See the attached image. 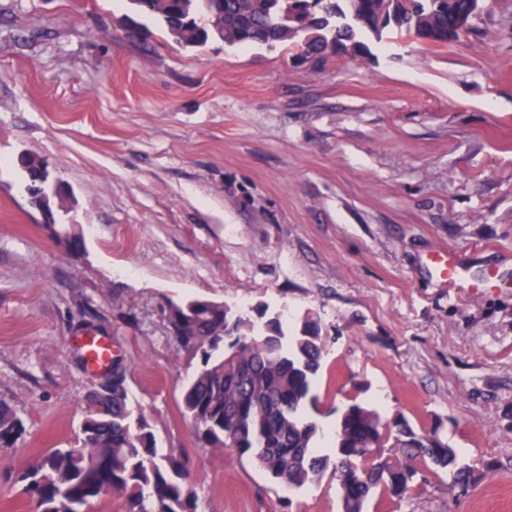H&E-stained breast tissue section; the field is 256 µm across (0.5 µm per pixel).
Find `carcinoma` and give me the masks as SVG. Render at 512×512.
<instances>
[{
	"label": "carcinoma",
	"mask_w": 512,
	"mask_h": 512,
	"mask_svg": "<svg viewBox=\"0 0 512 512\" xmlns=\"http://www.w3.org/2000/svg\"><path fill=\"white\" fill-rule=\"evenodd\" d=\"M158 17L168 33L188 47L221 40L226 46L282 45L299 57L327 52L367 54L368 38L397 29L434 46L448 38V11L485 0H130ZM25 179L45 171L38 155L19 159ZM47 230L65 247L80 242L64 224ZM167 323L177 340L200 354L186 384L182 413L200 446L231 448L254 458L288 488L321 480L333 464L341 512L381 509L426 481V472L447 471L450 487L466 490L474 470L460 464L438 426L415 427L403 417L385 419L370 404L352 401L336 422L332 453L317 446L318 426L306 417L316 407L314 379L324 339L319 323L305 318L287 335L279 314L224 310L208 300L169 306ZM112 378L85 400L79 446L54 448L17 477L35 512H89L106 489L121 495L125 512H196L187 461L163 454L149 424L132 420L126 368L112 359ZM23 420L0 400V450L15 447Z\"/></svg>",
	"instance_id": "obj_1"
}]
</instances>
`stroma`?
Instances as JSON below:
<instances>
[{
    "instance_id": "obj_1",
    "label": "stroma",
    "mask_w": 512,
    "mask_h": 512,
    "mask_svg": "<svg viewBox=\"0 0 512 512\" xmlns=\"http://www.w3.org/2000/svg\"><path fill=\"white\" fill-rule=\"evenodd\" d=\"M383 43L303 61L184 46L128 0H0V399L26 429L0 451V512H34L17 473L78 444L91 313L134 416L188 457L197 512H340L332 474L291 490L198 445L181 407L200 357L166 321L194 298L286 310L289 334L313 315L318 426L363 399L438 425L478 477L428 475L388 512H512V0L462 42ZM26 152L67 186L53 218L79 253L29 206Z\"/></svg>"
}]
</instances>
